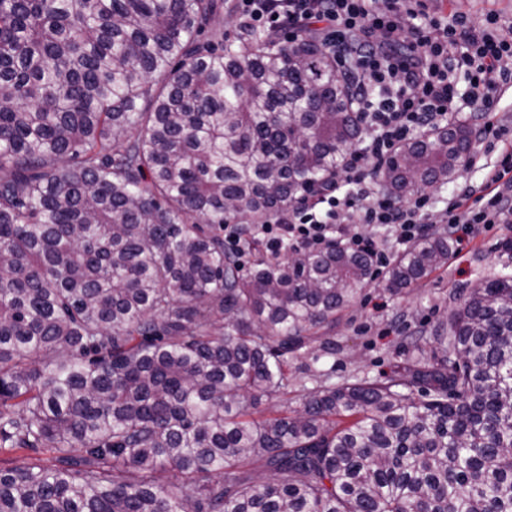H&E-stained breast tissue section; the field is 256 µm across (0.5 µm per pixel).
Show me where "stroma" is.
Returning <instances> with one entry per match:
<instances>
[{
	"instance_id": "1",
	"label": "stroma",
	"mask_w": 512,
	"mask_h": 512,
	"mask_svg": "<svg viewBox=\"0 0 512 512\" xmlns=\"http://www.w3.org/2000/svg\"><path fill=\"white\" fill-rule=\"evenodd\" d=\"M512 267V224L476 232L457 247L447 265L432 271L409 293L367 289L326 332V346L311 344L289 355V399L332 384L380 378L413 356V339L446 321L463 292L503 267Z\"/></svg>"
}]
</instances>
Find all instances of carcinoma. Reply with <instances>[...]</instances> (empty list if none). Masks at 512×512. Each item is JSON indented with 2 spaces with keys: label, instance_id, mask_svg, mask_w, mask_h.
Returning a JSON list of instances; mask_svg holds the SVG:
<instances>
[{
  "label": "carcinoma",
  "instance_id": "carcinoma-1",
  "mask_svg": "<svg viewBox=\"0 0 512 512\" xmlns=\"http://www.w3.org/2000/svg\"><path fill=\"white\" fill-rule=\"evenodd\" d=\"M224 0H0V512H512V273L469 288L383 379L288 397V353L374 282L288 251L243 274L224 222L296 202L359 128L311 39ZM467 126L390 160L446 184ZM401 253L394 292L448 262Z\"/></svg>",
  "mask_w": 512,
  "mask_h": 512
}]
</instances>
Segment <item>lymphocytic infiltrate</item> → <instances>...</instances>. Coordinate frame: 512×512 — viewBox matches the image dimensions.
Instances as JSON below:
<instances>
[{"instance_id": "f902f5d3", "label": "lymphocytic infiltrate", "mask_w": 512, "mask_h": 512, "mask_svg": "<svg viewBox=\"0 0 512 512\" xmlns=\"http://www.w3.org/2000/svg\"><path fill=\"white\" fill-rule=\"evenodd\" d=\"M233 13L280 43L317 42L345 80L360 137L336 174L298 205L260 224H228L224 250L238 264L256 251L281 256L342 247L369 255L386 268L389 249L357 233L365 224H386L399 246L429 236L430 197L417 191L400 202L384 184L388 161L423 134L470 121L495 161L485 164L481 184L466 170L440 214L453 242L476 225L512 223V120L501 101L512 91V22L493 10L480 21L454 11L442 14L429 0H233Z\"/></svg>"}]
</instances>
